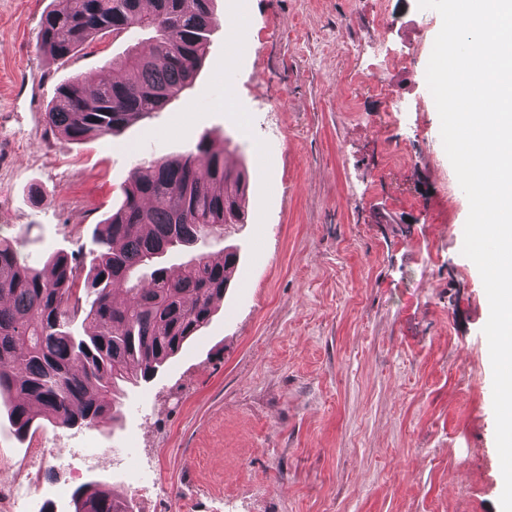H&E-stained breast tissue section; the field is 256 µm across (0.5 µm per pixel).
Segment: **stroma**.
<instances>
[{
    "label": "stroma",
    "instance_id": "35a3bbf8",
    "mask_svg": "<svg viewBox=\"0 0 512 512\" xmlns=\"http://www.w3.org/2000/svg\"><path fill=\"white\" fill-rule=\"evenodd\" d=\"M49 2L0 0V237L30 265L89 250L130 170L202 135L250 188L245 222L204 247L239 250L211 323L126 389L114 425L21 440L0 420V491L30 494L34 512H73L93 480L128 512H500L489 302L426 101L440 14L417 0H215L193 86L76 142L46 123L57 87L110 74L133 39L54 62L38 45ZM227 19L248 27L229 87Z\"/></svg>",
    "mask_w": 512,
    "mask_h": 512
}]
</instances>
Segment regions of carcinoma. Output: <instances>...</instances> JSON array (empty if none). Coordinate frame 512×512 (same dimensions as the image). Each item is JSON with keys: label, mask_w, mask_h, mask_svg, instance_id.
<instances>
[{"label": "carcinoma", "mask_w": 512, "mask_h": 512, "mask_svg": "<svg viewBox=\"0 0 512 512\" xmlns=\"http://www.w3.org/2000/svg\"><path fill=\"white\" fill-rule=\"evenodd\" d=\"M213 0H52L40 47L64 63L98 36L145 32L112 68L121 78L76 75L46 120L65 138L113 134L160 112L195 82L215 24ZM245 171L224 161L207 134L194 147L134 166L121 205L97 225L81 258L64 251L42 268L0 238V413L17 435L44 423L89 428L120 418L128 385L152 380L212 321L229 270L226 247L198 248L226 224L244 223ZM172 251L190 257L164 266ZM75 512H126L101 481L72 495Z\"/></svg>", "instance_id": "1"}]
</instances>
